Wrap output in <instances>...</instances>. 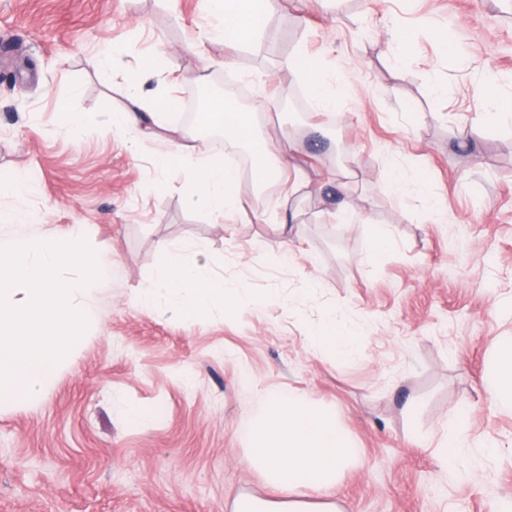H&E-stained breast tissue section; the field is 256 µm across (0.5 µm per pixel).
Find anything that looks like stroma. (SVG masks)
<instances>
[{
	"instance_id": "35a3bbf8",
	"label": "stroma",
	"mask_w": 512,
	"mask_h": 512,
	"mask_svg": "<svg viewBox=\"0 0 512 512\" xmlns=\"http://www.w3.org/2000/svg\"><path fill=\"white\" fill-rule=\"evenodd\" d=\"M220 24L204 0H0V182L34 187L0 194V243L82 237L110 269L40 395L0 405V512H233L243 496L279 498L244 435L270 392L332 413L357 450L313 500L340 512L512 506V411L489 385L494 344L512 337V125L479 95L490 74L512 96V0H281L260 47L235 50ZM399 29L412 34L403 48ZM300 51L336 76L333 109L293 111ZM192 75L261 99L262 133L294 146L296 196L279 186L258 206L244 182L246 215L215 220L188 205L186 170L156 164L172 139L212 155L200 132L175 114L150 135L115 131L132 89L182 100ZM71 112L86 117L80 134ZM347 201L359 214L343 222ZM381 230L391 244L370 255ZM185 246L245 280L252 301L201 318L142 305ZM331 311L367 328L354 358L307 340ZM454 428L471 454L452 467L438 448Z\"/></svg>"
}]
</instances>
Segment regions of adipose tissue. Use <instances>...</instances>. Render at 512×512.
I'll return each mask as SVG.
<instances>
[{
    "mask_svg": "<svg viewBox=\"0 0 512 512\" xmlns=\"http://www.w3.org/2000/svg\"><path fill=\"white\" fill-rule=\"evenodd\" d=\"M278 3L279 0H209L211 10L223 20L220 36L231 48L253 42L259 22L274 13ZM290 65L305 82L316 106L331 109L336 101L335 89L329 80L320 77L312 60L299 52ZM130 102L116 121L120 130L133 132L142 122L158 129L169 128L175 99H150L135 90ZM210 112L213 121L223 128L225 138L236 144H248L258 155L257 187L284 180L289 189H296L297 180L284 178L290 144L276 147L256 135V112H239L220 101L211 104ZM158 162L190 169L197 187L192 206L220 218L244 211L245 204L239 195V169L218 160L196 163L187 145L179 142L173 152L161 155ZM248 294L245 281L227 282L222 275L202 268L187 251L176 250L169 253L151 285L142 290L140 300L148 305L163 297L179 314L197 318L216 307L237 308ZM365 335L362 328L342 330L331 318L312 332L310 342L313 347L347 356L357 350ZM246 433L255 462L267 471L283 497L266 500L246 496L236 502L234 512H339L335 503H315L309 499L312 491L333 484L343 465L355 455L354 446L341 434L334 416L297 396L271 393L266 397L261 419L249 423Z\"/></svg>",
    "mask_w": 512,
    "mask_h": 512,
    "instance_id": "ef3b65f1",
    "label": "adipose tissue"
}]
</instances>
